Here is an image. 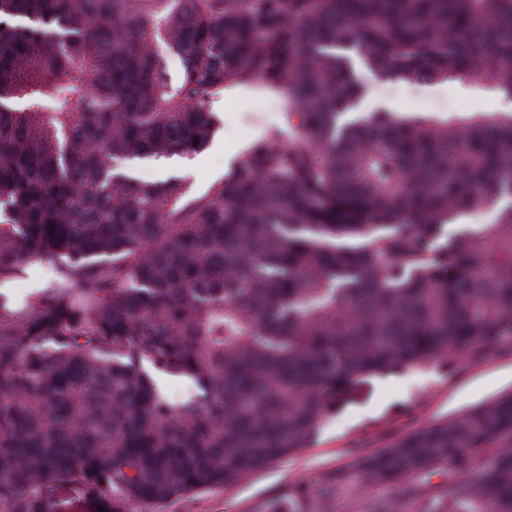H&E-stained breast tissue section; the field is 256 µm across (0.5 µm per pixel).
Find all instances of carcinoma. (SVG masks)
Instances as JSON below:
<instances>
[{
    "label": "carcinoma",
    "mask_w": 512,
    "mask_h": 512,
    "mask_svg": "<svg viewBox=\"0 0 512 512\" xmlns=\"http://www.w3.org/2000/svg\"><path fill=\"white\" fill-rule=\"evenodd\" d=\"M351 53L512 97V0H0V286L50 272L0 291V512H46L55 485L165 512L300 451L375 376L512 341V116L359 114ZM254 83L299 118L288 142L201 196L122 170L200 153ZM510 434L512 393L359 472L396 492L377 512H512V449L481 456ZM344 481L266 512H327ZM494 220L495 210L493 208L485 210V215L480 222L474 220L472 213H462L450 224L448 232L455 234L462 231L484 230L490 224H494ZM49 278V272L41 263H32L24 278L8 284L7 290L17 300H24L33 290L42 287Z\"/></svg>",
    "instance_id": "obj_1"
}]
</instances>
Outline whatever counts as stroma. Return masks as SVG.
<instances>
[{"label": "stroma", "instance_id": "stroma-1", "mask_svg": "<svg viewBox=\"0 0 512 512\" xmlns=\"http://www.w3.org/2000/svg\"><path fill=\"white\" fill-rule=\"evenodd\" d=\"M365 87L363 109L384 105L393 112H507L512 101L477 86L413 85L376 78L365 66L356 68ZM218 130L201 153L133 164L134 176L149 183L167 175L188 177L194 195L228 176L247 144L268 128L290 131L292 124L273 94L238 86L217 106ZM512 392V343L480 353L460 354L448 367L387 374L370 379L323 423L315 439L298 453L250 474L238 483L215 488L171 504L167 512H265L268 502L290 484L303 480L324 485L344 476L342 492L331 500L332 512H375L390 499L381 485L360 486L357 462L412 431L453 418L496 396Z\"/></svg>", "mask_w": 512, "mask_h": 512}]
</instances>
